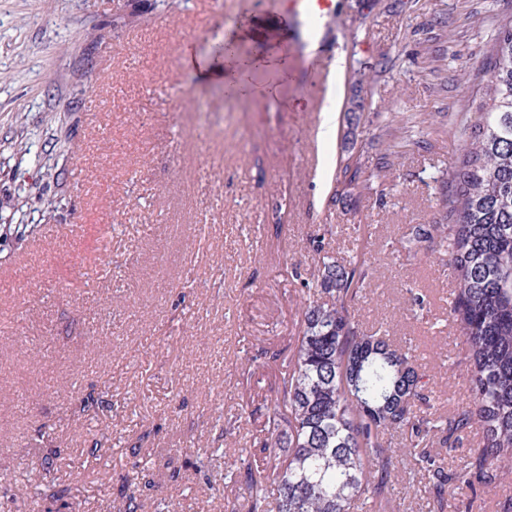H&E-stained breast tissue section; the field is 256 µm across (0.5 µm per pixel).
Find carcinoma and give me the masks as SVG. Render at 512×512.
<instances>
[{"mask_svg":"<svg viewBox=\"0 0 512 512\" xmlns=\"http://www.w3.org/2000/svg\"><path fill=\"white\" fill-rule=\"evenodd\" d=\"M489 60V102L461 148L458 180L440 192L441 218L418 226V242L448 259L459 282L449 315L469 349L471 404L448 417L431 412L411 355L359 331L351 318L350 303L371 285L368 269L326 257L305 282L316 298L304 308L288 369L262 404L263 450L288 455L265 475L247 467L249 512H348L377 497L382 488L367 473L390 465L389 429L404 432L402 451L431 475L441 512L443 487L491 482L501 450L512 448V19L501 25ZM358 176L356 164L339 168L340 199ZM473 414L484 431L471 459L447 471L418 451L434 438L462 444Z\"/></svg>","mask_w":512,"mask_h":512,"instance_id":"obj_1","label":"carcinoma"}]
</instances>
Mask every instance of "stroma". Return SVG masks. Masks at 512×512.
I'll return each mask as SVG.
<instances>
[{"label":"stroma","instance_id":"1","mask_svg":"<svg viewBox=\"0 0 512 512\" xmlns=\"http://www.w3.org/2000/svg\"><path fill=\"white\" fill-rule=\"evenodd\" d=\"M508 18L512 0H337L315 38L278 0H0V512H126L133 490L152 512H249L233 461L270 463L258 405L326 256L372 272L352 318L409 350L435 410L469 403L454 270L406 235L439 217ZM340 53L319 82L312 60ZM358 73L374 96L346 153ZM383 440L389 493L362 512H436L402 432ZM502 458L457 508L500 512Z\"/></svg>","mask_w":512,"mask_h":512}]
</instances>
